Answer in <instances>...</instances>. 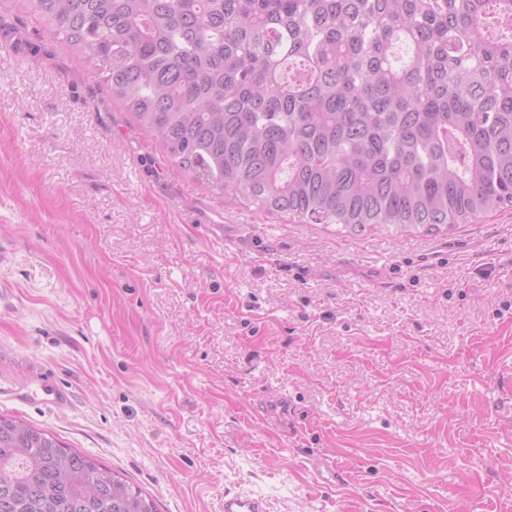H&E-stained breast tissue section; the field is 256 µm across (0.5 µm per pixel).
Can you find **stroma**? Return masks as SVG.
<instances>
[{
  "mask_svg": "<svg viewBox=\"0 0 512 512\" xmlns=\"http://www.w3.org/2000/svg\"><path fill=\"white\" fill-rule=\"evenodd\" d=\"M1 43L0 413L160 512H512V210L354 236L236 204L37 13L0 0ZM307 470L317 482L327 487H336L345 482L346 471L334 461H327L314 454L307 459ZM223 512H269V507L261 497L225 491Z\"/></svg>",
  "mask_w": 512,
  "mask_h": 512,
  "instance_id": "1",
  "label": "stroma"
}]
</instances>
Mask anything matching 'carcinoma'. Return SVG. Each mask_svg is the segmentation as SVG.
<instances>
[{
	"label": "carcinoma",
	"instance_id": "1",
	"mask_svg": "<svg viewBox=\"0 0 512 512\" xmlns=\"http://www.w3.org/2000/svg\"><path fill=\"white\" fill-rule=\"evenodd\" d=\"M18 2L235 202L341 234L512 209V0ZM0 512L158 506L0 414Z\"/></svg>",
	"mask_w": 512,
	"mask_h": 512
}]
</instances>
